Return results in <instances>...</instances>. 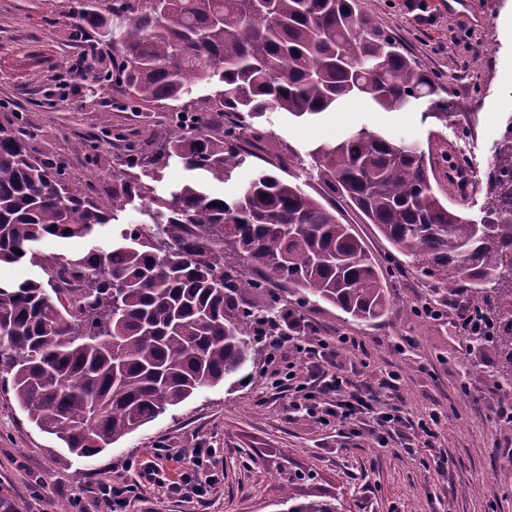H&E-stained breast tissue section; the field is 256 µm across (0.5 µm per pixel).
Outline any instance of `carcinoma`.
<instances>
[{"label":"carcinoma","mask_w":512,"mask_h":512,"mask_svg":"<svg viewBox=\"0 0 512 512\" xmlns=\"http://www.w3.org/2000/svg\"><path fill=\"white\" fill-rule=\"evenodd\" d=\"M91 0L67 14L112 45L92 82L114 80L122 108L171 109L105 198H90L60 163L30 148L21 118L0 122V263L27 260L42 277L0 283V385L41 430L89 459L171 407L243 373L258 329L288 330L283 285L300 308L326 303L357 324L396 305L386 275L336 201L372 224L432 299L460 297L494 324L468 336L494 355L512 384V118L486 173L482 216L471 220L435 194L432 159L416 146L361 128L312 153L323 194L263 171L232 199L187 179L168 198L134 170L157 176L170 159L224 181L268 112L310 118L362 100L383 109L428 102L448 121L452 100L400 50L357 0ZM198 85L213 94L194 98ZM156 206L152 226L68 256L44 253L47 237L91 240L132 199ZM298 473L280 477L288 512H343L341 501L300 499Z\"/></svg>","instance_id":"cac0c4a2"}]
</instances>
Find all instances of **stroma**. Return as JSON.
<instances>
[{
    "instance_id": "stroma-1",
    "label": "stroma",
    "mask_w": 512,
    "mask_h": 512,
    "mask_svg": "<svg viewBox=\"0 0 512 512\" xmlns=\"http://www.w3.org/2000/svg\"><path fill=\"white\" fill-rule=\"evenodd\" d=\"M447 2L358 0V5L436 77L441 96L458 102L457 113L442 123L423 118L418 108L384 111L351 101L311 121L267 114L261 124L278 141L292 181L318 190L310 151L365 127L472 170L467 194H458L439 170L432 186L450 208L480 218L491 151L512 116V0H467L456 13ZM74 31L72 19L50 0H0V121L22 113L36 133V152L64 163L81 177L82 192L95 197L111 189L113 174L122 168L121 153L102 142L91 166L71 152V143L93 138L104 115L113 128L138 131L144 141L159 115L150 105L140 112L122 109L124 88L101 89L88 74L76 73L86 42ZM269 160L262 149L249 148L228 180L208 187L233 197ZM343 218L356 225L378 262L392 268L387 285L395 299L423 303L429 286L403 256L354 211L345 210ZM303 314L321 335L357 340L368 381L388 371L400 374L403 417L439 413L438 444L448 457L447 470H440L428 449L397 453L379 447L368 433L352 437L345 426L289 414L287 399L271 389L274 366L264 346L253 352L245 383L229 378L204 389L112 448L65 467L58 463L65 453L62 442L31 423L13 393L0 388V495L22 504L25 512H42L46 502L75 496L84 512H109L98 492L102 480L119 473L138 479V463L153 460L160 448H219L217 494L190 503L150 485L131 512H280L281 493L270 477L279 469L306 472L298 493L340 498L348 512H512V485L496 476L497 462L512 455V426L494 415L500 402L512 400V386L493 375L492 355L469 348L451 331L453 307L438 321H410L395 309L363 325L329 304ZM403 337L412 345L399 354L394 344Z\"/></svg>"
}]
</instances>
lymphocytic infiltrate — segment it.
I'll use <instances>...</instances> for the list:
<instances>
[{
    "label": "lymphocytic infiltrate",
    "instance_id": "lymphocytic-infiltrate-1",
    "mask_svg": "<svg viewBox=\"0 0 512 512\" xmlns=\"http://www.w3.org/2000/svg\"><path fill=\"white\" fill-rule=\"evenodd\" d=\"M299 325L295 317L287 332L264 336L272 354L288 349L296 352L305 365L304 371L288 370L272 382L275 389L287 395L292 409L305 411L323 424L333 419L343 424L361 423L385 443L401 444L416 438L423 447L435 446L437 435L430 427L418 428L403 420L398 373H385L376 385H368L348 375L340 359L343 350L354 346V339L342 335L311 339L300 334ZM216 454L213 448H164L156 460L145 464L141 475L170 494L186 500L201 499L218 487L217 479H197L199 470L214 464Z\"/></svg>",
    "mask_w": 512,
    "mask_h": 512
}]
</instances>
